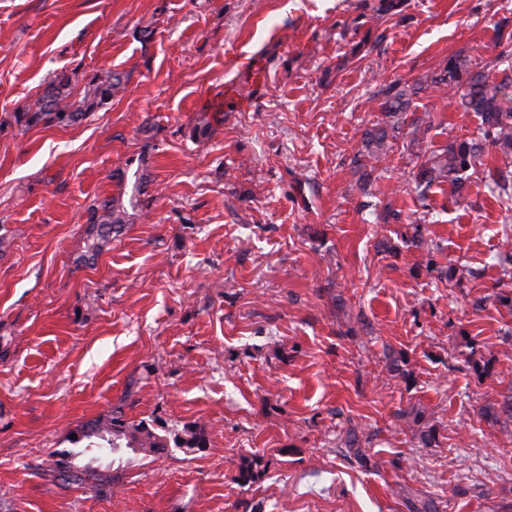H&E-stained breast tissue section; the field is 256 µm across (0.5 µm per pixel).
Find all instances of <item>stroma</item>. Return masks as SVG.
Listing matches in <instances>:
<instances>
[{"label": "stroma", "instance_id": "35a3bbf8", "mask_svg": "<svg viewBox=\"0 0 512 512\" xmlns=\"http://www.w3.org/2000/svg\"><path fill=\"white\" fill-rule=\"evenodd\" d=\"M398 2L0 0V512H407L402 485L507 512L512 421L479 409L512 395V162L486 148L459 195L414 182L419 151L482 127L431 76L501 77L512 0ZM111 71L125 91L83 120L15 124L56 74ZM397 80L421 86L400 134L356 166ZM136 184L83 265L89 205ZM116 407L209 446L103 453L107 495L55 480ZM351 427L376 468L346 457Z\"/></svg>", "mask_w": 512, "mask_h": 512}]
</instances>
